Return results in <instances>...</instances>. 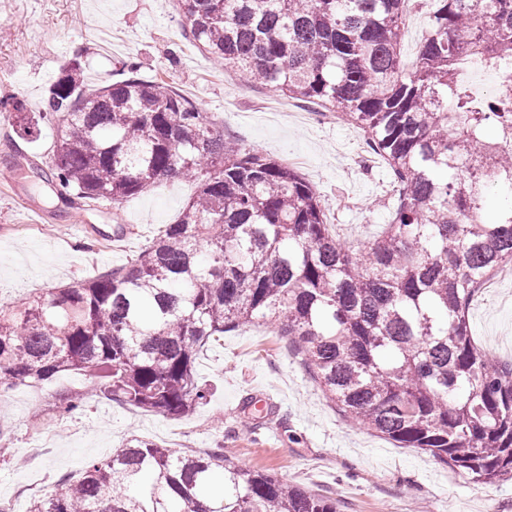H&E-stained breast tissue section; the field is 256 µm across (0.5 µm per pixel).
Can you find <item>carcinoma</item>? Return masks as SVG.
Segmentation results:
<instances>
[{
	"label": "carcinoma",
	"mask_w": 512,
	"mask_h": 512,
	"mask_svg": "<svg viewBox=\"0 0 512 512\" xmlns=\"http://www.w3.org/2000/svg\"><path fill=\"white\" fill-rule=\"evenodd\" d=\"M407 2L177 0L201 53L339 110L386 160L392 219L361 247L336 239L295 169L226 140L173 85L129 66L90 89L87 59L67 58L39 113L56 131L39 178L78 200L116 202L168 178L196 192L127 264L0 305V385L77 372L117 403L181 419L207 397L201 351L272 325L348 418L474 481L512 477V362L489 357L467 321L480 283L512 264V90L477 99L460 68L512 62V0H435L410 70ZM491 190L501 204L487 222ZM28 512L339 510L225 463L220 448L178 453L132 435Z\"/></svg>",
	"instance_id": "1"
}]
</instances>
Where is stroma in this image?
Wrapping results in <instances>:
<instances>
[{
    "label": "stroma",
    "instance_id": "1",
    "mask_svg": "<svg viewBox=\"0 0 512 512\" xmlns=\"http://www.w3.org/2000/svg\"><path fill=\"white\" fill-rule=\"evenodd\" d=\"M433 0H410L402 34L412 66L431 23ZM0 100L42 107L65 58L83 53L86 80H117L122 63L169 81L209 112L226 137L297 170L320 199L337 238L360 245L391 215L394 188L384 159L335 111L279 96L205 57L191 42L176 0H0ZM0 119V304L31 290L75 284L127 263L164 225L174 223L196 186L163 180L120 202L68 205L20 169L45 161L51 126L29 139ZM471 333L493 358L512 362V280L475 297ZM206 401L173 419L89 390L85 376L15 386L0 394V499L35 485L49 495L64 476L108 456L133 433L176 451L223 449L232 463L335 497L340 512H512V481L484 484L415 448H397L327 402L286 337L255 325L225 333L200 354ZM80 410L60 417V396ZM50 448L21 467L38 433Z\"/></svg>",
    "mask_w": 512,
    "mask_h": 512
}]
</instances>
